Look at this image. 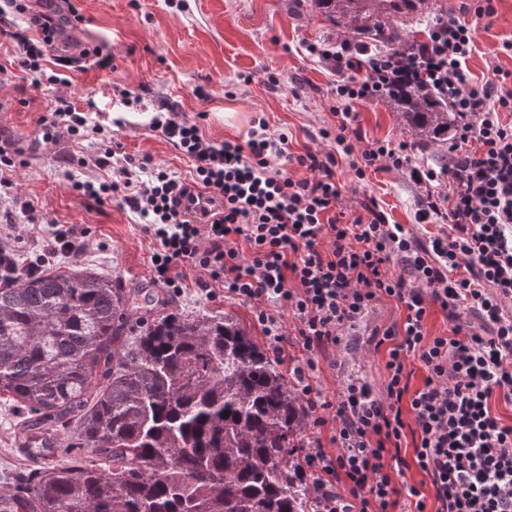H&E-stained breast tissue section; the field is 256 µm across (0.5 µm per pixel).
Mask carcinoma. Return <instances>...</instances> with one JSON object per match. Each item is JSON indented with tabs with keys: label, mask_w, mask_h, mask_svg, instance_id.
<instances>
[{
	"label": "carcinoma",
	"mask_w": 512,
	"mask_h": 512,
	"mask_svg": "<svg viewBox=\"0 0 512 512\" xmlns=\"http://www.w3.org/2000/svg\"><path fill=\"white\" fill-rule=\"evenodd\" d=\"M426 0H311L371 49L401 50ZM385 99L419 138L448 143L452 107L424 85ZM131 292L77 258L0 266V395L22 436L76 424L14 478L0 512H315L308 409L292 377L228 314L133 318ZM91 449L87 456L84 449Z\"/></svg>",
	"instance_id": "1"
}]
</instances>
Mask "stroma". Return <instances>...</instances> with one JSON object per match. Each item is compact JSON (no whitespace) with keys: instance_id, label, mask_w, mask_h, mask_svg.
<instances>
[{"instance_id":"stroma-1","label":"stroma","mask_w":512,"mask_h":512,"mask_svg":"<svg viewBox=\"0 0 512 512\" xmlns=\"http://www.w3.org/2000/svg\"><path fill=\"white\" fill-rule=\"evenodd\" d=\"M495 7L491 18L477 24V48L467 61L477 80L493 63L512 72V57L494 53L503 40L512 39V0H496ZM33 8L65 19L66 36L82 34L87 48L111 54L112 66L101 70L86 58L62 67L53 50L42 66L48 72L63 71L66 80L36 85L15 63L14 51L0 49V133L15 140L25 162L8 194L33 206L32 211L17 207L12 213L20 238L9 247L24 264L63 263V256L45 254L42 240L49 225L76 224L87 231V267L119 278L127 288L150 283L152 240L140 219L119 201L99 203L75 188L76 182L105 175L90 161L97 141L71 137L62 127L55 140H42L38 120L59 101L82 109L93 100L107 108L128 90L148 103L167 102L191 116L204 113L202 130L217 143L247 136L252 119L263 116L273 131L287 133L291 152L336 148L333 141L317 137L319 129L336 124V101L330 93L335 76L308 47L336 39L339 30L312 12L310 0H182L178 7L168 0H35ZM199 86L205 96L196 95ZM121 119L113 135L125 154L152 156L155 163L189 177V163L149 129L148 114L125 112ZM357 125L363 141L411 145L420 164H436L446 151L438 144L419 148L404 119L384 99L359 108ZM336 180L343 206L354 213H361L362 202L372 198L390 223L407 225L418 237L440 234L444 228L438 219L416 222L424 192L407 172L371 171L360 181L343 160L336 167ZM195 278L194 271H187L186 288L171 298V305L232 315L261 336L254 304L208 297L196 288ZM401 317L396 302L384 299L345 331L334 360L319 362L325 395L350 380L379 389L385 352L377 348L373 331ZM26 416V410L0 396V488L10 487L15 469L41 465L21 449L18 427Z\"/></svg>"}]
</instances>
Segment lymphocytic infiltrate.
Segmentation results:
<instances>
[{
    "label": "lymphocytic infiltrate",
    "instance_id": "obj_1",
    "mask_svg": "<svg viewBox=\"0 0 512 512\" xmlns=\"http://www.w3.org/2000/svg\"><path fill=\"white\" fill-rule=\"evenodd\" d=\"M59 33L52 15L29 13L25 0L0 7V39L34 83L58 82L41 61ZM474 49L473 28L454 17L438 18L425 40L398 52L340 39L310 45L336 76L337 122L319 131L336 143L333 153L289 152L287 134L262 117L253 118L246 141L215 143L198 117L161 104L149 127L189 159L188 180L151 156H120L111 129L89 125L70 105L41 119L47 141L59 127L97 136L100 168L121 157L116 178L76 188L120 199L143 221L154 286L180 296L184 269L199 270L196 285L206 294L256 304L275 354L295 346L305 353L292 371L294 386L309 408L333 410L335 421L329 440L313 436L307 450L320 512H425L430 498L435 512H512V425L491 403H512V122L500 119L512 112V73L495 67L487 79H470ZM403 81L423 82L453 102L447 165L413 164L404 143L356 149L357 107ZM342 155L360 180L371 169L409 172L427 191L419 221L443 218L447 233L418 239L373 202L349 214L335 179ZM294 166L305 176L291 175ZM442 183L447 194H431ZM383 297L405 315L374 332L387 349L381 396L348 383L326 399L316 385L318 357ZM433 303L450 322L440 336L426 332ZM418 366L424 376L416 386ZM407 444L409 459L401 455ZM412 467L428 476L431 492L408 482Z\"/></svg>",
    "mask_w": 512,
    "mask_h": 512
}]
</instances>
